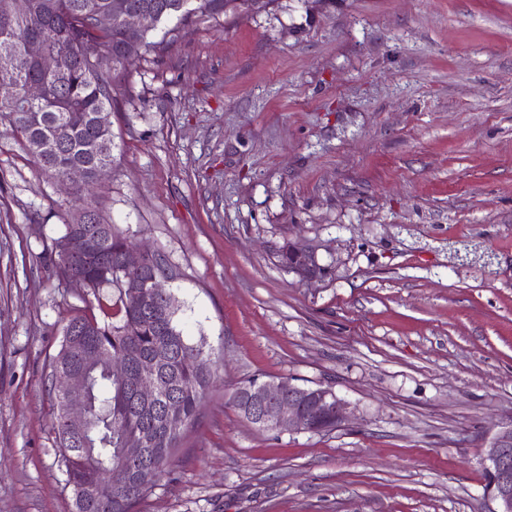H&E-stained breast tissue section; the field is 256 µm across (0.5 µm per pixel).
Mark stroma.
Returning <instances> with one entry per match:
<instances>
[{
	"instance_id": "1",
	"label": "stroma",
	"mask_w": 512,
	"mask_h": 512,
	"mask_svg": "<svg viewBox=\"0 0 512 512\" xmlns=\"http://www.w3.org/2000/svg\"><path fill=\"white\" fill-rule=\"evenodd\" d=\"M91 197L161 251L222 374L137 512H494L512 422V0H269L129 68ZM73 200L0 123V512H71L45 364ZM302 240L304 281L280 254ZM262 374L332 390L329 432L258 430ZM511 449L512 423L510 422L501 426L494 433L484 456V465L488 477L487 488L491 483V475L493 482L489 488V493L498 504V510H494V512L512 511Z\"/></svg>"
}]
</instances>
